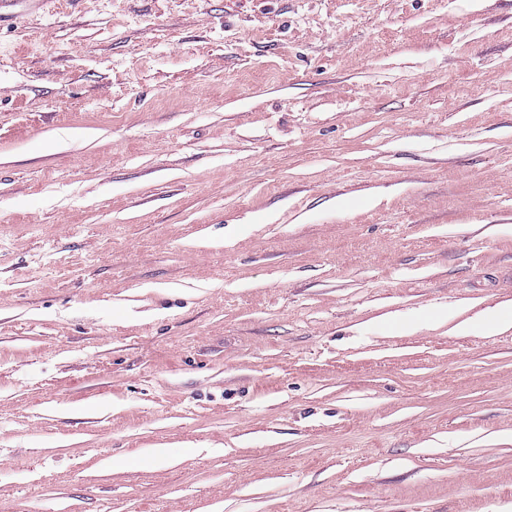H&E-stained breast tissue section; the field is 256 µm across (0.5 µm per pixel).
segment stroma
<instances>
[{
    "mask_svg": "<svg viewBox=\"0 0 512 512\" xmlns=\"http://www.w3.org/2000/svg\"><path fill=\"white\" fill-rule=\"evenodd\" d=\"M505 303L512 0L0 27V512H512ZM480 323L490 332L512 327V306L505 305L486 309L480 317Z\"/></svg>",
    "mask_w": 512,
    "mask_h": 512,
    "instance_id": "1",
    "label": "stroma"
}]
</instances>
